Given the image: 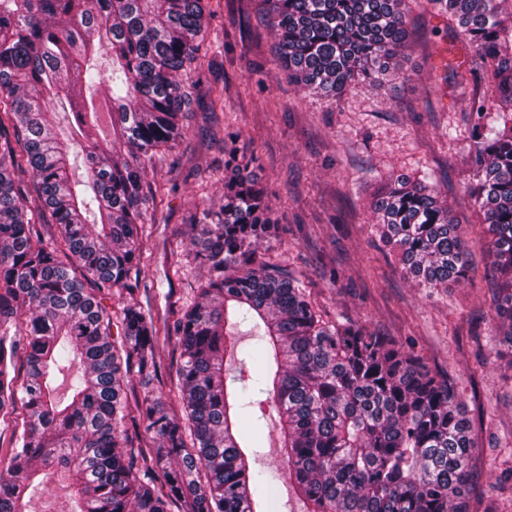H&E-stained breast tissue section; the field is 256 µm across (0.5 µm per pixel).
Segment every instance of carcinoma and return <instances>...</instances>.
Instances as JSON below:
<instances>
[{"instance_id":"cac0c4a2","label":"carcinoma","mask_w":512,"mask_h":512,"mask_svg":"<svg viewBox=\"0 0 512 512\" xmlns=\"http://www.w3.org/2000/svg\"><path fill=\"white\" fill-rule=\"evenodd\" d=\"M203 2L0 0V418L14 436L0 512H36L48 470L67 489L61 512H274L281 474L244 451L243 422L268 411L305 512H472L473 426L454 388L390 337L323 320L265 260L279 217L240 134L224 144L222 202L189 216L196 300L161 323L133 302L157 211L147 172L187 136L186 81L222 67ZM255 2L278 72L326 104L358 85L396 90L413 8L448 18L464 193L487 226V345L512 367V0ZM370 209L413 286L471 280L467 225L431 174L386 180ZM114 288L128 298L109 308ZM245 321L263 346H239ZM167 342L171 383L155 354ZM154 381L179 406L138 395Z\"/></svg>"}]
</instances>
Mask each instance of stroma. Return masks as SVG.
I'll return each mask as SVG.
<instances>
[{"label": "stroma", "instance_id": "stroma-1", "mask_svg": "<svg viewBox=\"0 0 512 512\" xmlns=\"http://www.w3.org/2000/svg\"><path fill=\"white\" fill-rule=\"evenodd\" d=\"M210 40L219 42L224 107L191 106L188 138L150 170L167 187L158 221L143 227L146 261L134 296L155 319L190 305L203 270L173 269L187 242L192 203L223 193L224 138L260 159L281 221L262 248L303 280L323 317L367 322L447 374L473 421V461L481 473L473 512H512V369L490 353V294L483 281L432 295L404 280L395 254L372 243L368 186L396 171L435 172L448 201L471 227L470 249L483 267L481 215L463 193L468 169L442 132L462 127L465 103L429 72L450 40L446 18L413 14L411 80L385 101L355 89L333 105L313 101L274 69V39L251 0H209Z\"/></svg>", "mask_w": 512, "mask_h": 512}]
</instances>
